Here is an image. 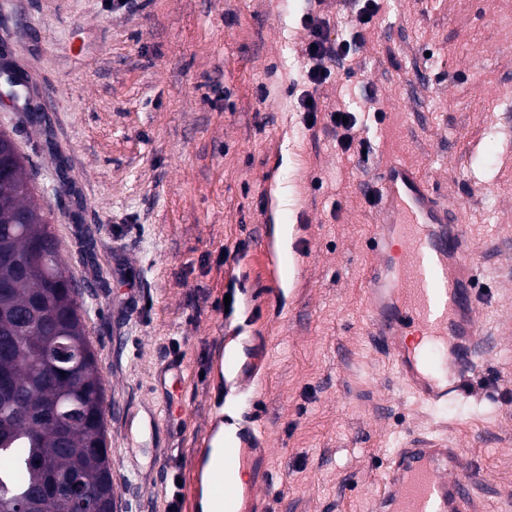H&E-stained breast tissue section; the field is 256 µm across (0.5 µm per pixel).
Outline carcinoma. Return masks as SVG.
Listing matches in <instances>:
<instances>
[{"instance_id":"obj_1","label":"carcinoma","mask_w":512,"mask_h":512,"mask_svg":"<svg viewBox=\"0 0 512 512\" xmlns=\"http://www.w3.org/2000/svg\"><path fill=\"white\" fill-rule=\"evenodd\" d=\"M0 154L13 160L12 173L0 178V251L23 259L37 244L58 251L51 225L40 209L26 203L31 185L24 161L11 138L0 133ZM67 276L60 259L50 272H21L18 265L0 257V344L20 340L9 357L0 356V372L8 371L14 387L0 391V512L7 505L43 488L49 473L32 467L40 458L53 470L72 476L104 504L112 502L114 486L105 435V402L97 360L86 336L84 315L78 301L61 292L55 297V315L45 327L31 308L32 298L45 288L56 287V279ZM81 355L64 374L46 378L47 357L56 341ZM43 403L57 410V427L35 435L27 424L13 419L26 404ZM100 443V451L87 448Z\"/></svg>"}]
</instances>
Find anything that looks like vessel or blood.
I'll use <instances>...</instances> for the list:
<instances>
[{
	"label": "vessel or blood",
	"instance_id": "b4317fda",
	"mask_svg": "<svg viewBox=\"0 0 512 512\" xmlns=\"http://www.w3.org/2000/svg\"><path fill=\"white\" fill-rule=\"evenodd\" d=\"M378 219L369 247V334L414 396L444 405L464 393L465 375L480 354V304L476 274L459 212L438 201L421 171L386 164L374 188ZM208 467L216 512H241L237 481L244 451L225 449L214 459L195 451ZM476 470L443 435L407 439L386 461L373 512H475Z\"/></svg>",
	"mask_w": 512,
	"mask_h": 512
}]
</instances>
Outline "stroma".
Masks as SVG:
<instances>
[{
	"label": "stroma",
	"mask_w": 512,
	"mask_h": 512,
	"mask_svg": "<svg viewBox=\"0 0 512 512\" xmlns=\"http://www.w3.org/2000/svg\"><path fill=\"white\" fill-rule=\"evenodd\" d=\"M310 0H0V62L43 119L0 99V131L75 281L106 399L115 512H201L194 448L224 403L250 448L249 512H370L388 455L441 432L512 512V0H380L315 95L381 111L369 157L307 126ZM463 215L485 344L467 394L408 395L365 311L367 191L387 158ZM232 308H225V297ZM243 374L218 373L220 350Z\"/></svg>",
	"instance_id": "obj_1"
}]
</instances>
